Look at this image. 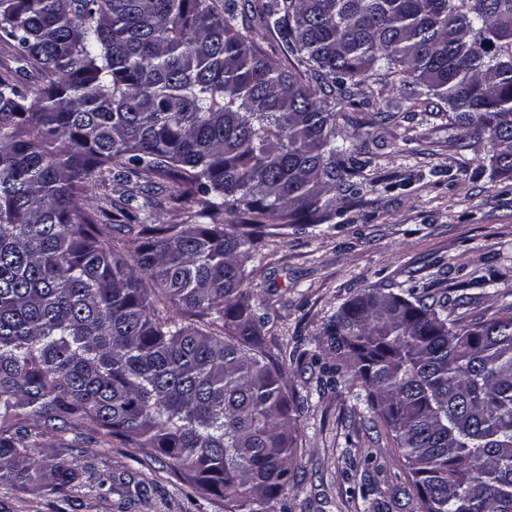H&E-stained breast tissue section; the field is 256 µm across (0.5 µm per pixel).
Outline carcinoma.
I'll list each match as a JSON object with an SVG mask.
<instances>
[{
	"label": "carcinoma",
	"instance_id": "obj_1",
	"mask_svg": "<svg viewBox=\"0 0 512 512\" xmlns=\"http://www.w3.org/2000/svg\"><path fill=\"white\" fill-rule=\"evenodd\" d=\"M282 36L291 67L256 44ZM0 481L61 492L82 423L153 448L224 512L293 477L298 402L246 262L269 224H326L362 147L347 86H416L512 176V0H0ZM119 177L131 193L89 208ZM200 223L157 222L165 202ZM139 242L119 246L115 227ZM372 288L318 348L359 386L420 512H512V303L469 322Z\"/></svg>",
	"mask_w": 512,
	"mask_h": 512
}]
</instances>
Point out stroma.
I'll return each mask as SVG.
<instances>
[{"instance_id": "stroma-1", "label": "stroma", "mask_w": 512, "mask_h": 512, "mask_svg": "<svg viewBox=\"0 0 512 512\" xmlns=\"http://www.w3.org/2000/svg\"><path fill=\"white\" fill-rule=\"evenodd\" d=\"M412 88L374 80L351 87L336 129L365 153L328 224H271L249 264L248 286L268 308L272 351L284 358L301 404L296 478L271 512H419V501L385 434L354 408L349 376L321 385V327L367 288L427 290L470 299V320L495 312L512 291V177L494 171L497 146L449 127L436 107L409 109ZM495 276L488 289L480 281ZM82 475L67 491L0 481V512H224L222 499L181 481L152 448L84 441ZM130 482L117 494L99 480Z\"/></svg>"}]
</instances>
